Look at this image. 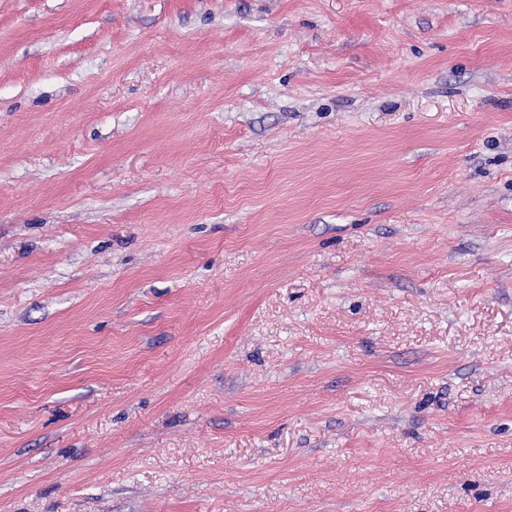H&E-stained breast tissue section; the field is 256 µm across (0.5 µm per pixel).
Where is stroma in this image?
Returning a JSON list of instances; mask_svg holds the SVG:
<instances>
[{
    "label": "stroma",
    "instance_id": "35a3bbf8",
    "mask_svg": "<svg viewBox=\"0 0 512 512\" xmlns=\"http://www.w3.org/2000/svg\"><path fill=\"white\" fill-rule=\"evenodd\" d=\"M0 512H512V0H0Z\"/></svg>",
    "mask_w": 512,
    "mask_h": 512
}]
</instances>
